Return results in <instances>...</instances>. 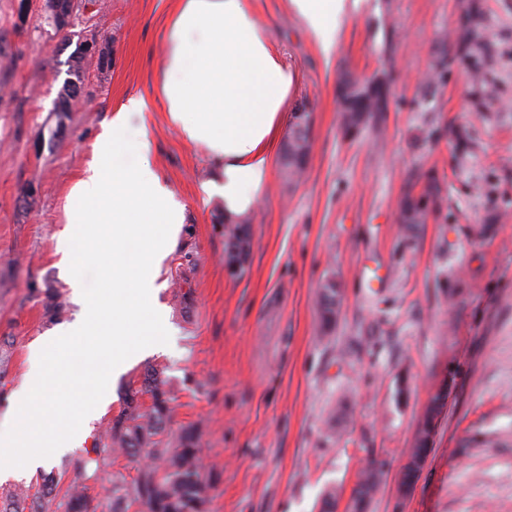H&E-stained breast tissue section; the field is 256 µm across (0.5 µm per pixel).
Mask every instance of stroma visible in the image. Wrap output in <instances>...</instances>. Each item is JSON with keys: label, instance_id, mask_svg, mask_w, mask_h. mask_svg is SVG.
I'll return each instance as SVG.
<instances>
[{"label": "stroma", "instance_id": "1", "mask_svg": "<svg viewBox=\"0 0 512 512\" xmlns=\"http://www.w3.org/2000/svg\"><path fill=\"white\" fill-rule=\"evenodd\" d=\"M482 2L500 56L483 112L452 47L464 0H362L337 20L329 52L288 0H249L297 74L288 106L309 105L313 136L300 182L272 161L247 213L249 262L232 277L224 206L202 200L214 161L156 103L174 0H89L75 28L103 37L105 59L84 61L85 95L63 118L69 47L42 0L24 16L0 0V418L31 349L78 311L55 252L68 197L103 124L141 95L154 108L131 128H147L151 164L186 205L157 293L172 349L127 364L89 436L152 365L170 380L174 427L204 424L201 455L217 468L209 512H318L328 487L349 512L374 458L385 468L367 512H512V0ZM345 71L388 89L377 129L345 134ZM429 185L424 223H403L406 197ZM329 279L343 301L326 336L317 293ZM427 417L428 460L403 497Z\"/></svg>", "mask_w": 512, "mask_h": 512}]
</instances>
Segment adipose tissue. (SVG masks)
<instances>
[{
    "instance_id": "adipose-tissue-1",
    "label": "adipose tissue",
    "mask_w": 512,
    "mask_h": 512,
    "mask_svg": "<svg viewBox=\"0 0 512 512\" xmlns=\"http://www.w3.org/2000/svg\"><path fill=\"white\" fill-rule=\"evenodd\" d=\"M323 50L336 44V20L359 0H290ZM297 75L259 24L248 0H176L166 35L159 95L170 124L222 164L202 187L226 213L247 212L260 195L270 152L286 117ZM150 102L136 95L112 114L91 145L73 188L57 251L73 269L81 313L29 355L26 382L0 430V480L35 474L47 449L72 448L88 421L112 399V382L144 351L167 346L157 280L174 252L185 206L151 166L147 132L125 139ZM107 269L104 304L80 270Z\"/></svg>"
}]
</instances>
